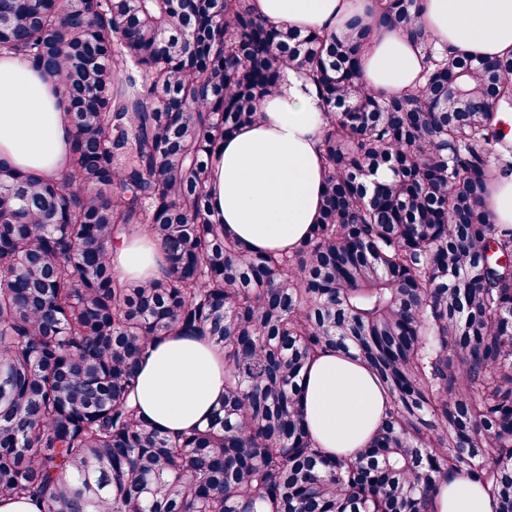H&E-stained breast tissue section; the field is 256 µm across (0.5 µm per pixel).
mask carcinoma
I'll list each match as a JSON object with an SVG mask.
<instances>
[{
    "label": "carcinoma",
    "mask_w": 512,
    "mask_h": 512,
    "mask_svg": "<svg viewBox=\"0 0 512 512\" xmlns=\"http://www.w3.org/2000/svg\"><path fill=\"white\" fill-rule=\"evenodd\" d=\"M423 56L398 95L367 87L371 28L299 31L250 0H0V55L49 71L73 127L55 179L0 162V498L38 512H432L464 473L512 512V174L495 118L512 54L435 48L422 0H374ZM294 71L326 110L319 220L291 253L216 222L209 163ZM392 171L369 185L367 172ZM141 227L168 264L120 280ZM224 358L206 424L146 422L138 370L172 333ZM353 350L389 394L356 457L326 456L300 406L319 353ZM484 205L494 224H512V176L502 177L489 186Z\"/></svg>",
    "instance_id": "cac0c4a2"
}]
</instances>
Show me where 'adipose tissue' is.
<instances>
[{
	"label": "adipose tissue",
	"instance_id": "obj_1",
	"mask_svg": "<svg viewBox=\"0 0 512 512\" xmlns=\"http://www.w3.org/2000/svg\"><path fill=\"white\" fill-rule=\"evenodd\" d=\"M277 24L334 32L354 14L370 19L372 0H251ZM423 27L436 45L495 58L512 53V0H423ZM422 56L409 36L374 26L361 60L364 82L395 94L415 83ZM260 122L225 137L209 166V205L248 249L290 252L317 222L326 175L317 146L326 122L314 90L298 75L262 103ZM73 128L51 74L20 57L0 56V159L29 174L56 178L70 162ZM121 280L161 278L158 244L136 229L110 251ZM224 394V361L207 338L158 339L138 374L141 414L169 431L206 423ZM386 395L353 354L325 351L304 376L302 406L312 439L326 454H355L379 428ZM435 512H494L483 488L457 475L441 485Z\"/></svg>",
	"mask_w": 512,
	"mask_h": 512
}]
</instances>
